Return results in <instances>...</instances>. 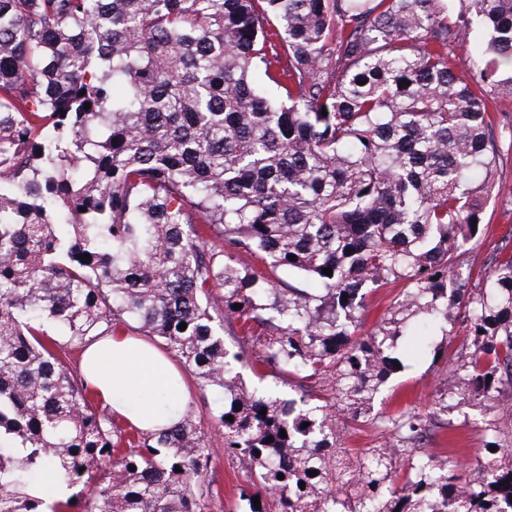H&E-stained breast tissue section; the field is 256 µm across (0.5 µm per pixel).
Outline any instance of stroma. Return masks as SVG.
<instances>
[{"instance_id":"1","label":"stroma","mask_w":512,"mask_h":512,"mask_svg":"<svg viewBox=\"0 0 512 512\" xmlns=\"http://www.w3.org/2000/svg\"><path fill=\"white\" fill-rule=\"evenodd\" d=\"M497 166V179L504 188L502 195L489 208L490 222L477 245L478 265L491 264L495 258L512 254V148L502 147ZM397 281L371 293L364 302L361 315L362 332L379 328L382 321L392 318V302L403 289ZM467 334L465 322L455 320L433 326L424 339L421 353L402 360L384 388L380 400L375 401L370 418L351 419L348 412L336 413V443L356 457L367 448L385 447L388 438L377 418L384 413L408 409L420 411L431 405L437 389L445 387L451 393L450 409L441 420L429 425L418 441L422 452L435 459H458L463 464L462 479H469V463L486 455L485 445L493 436L492 423L503 409L512 407V397L503 396L500 407L489 408L475 403L450 362ZM264 386L279 389L286 398L309 394L334 404L332 383L328 380L310 382L267 370ZM186 403L192 406L199 427L212 450V497L209 512H250L246 501L240 500L237 489L245 485L246 477L237 464L224 454V433L213 421L216 410L223 406L222 392L200 386L195 378L187 380Z\"/></svg>"}]
</instances>
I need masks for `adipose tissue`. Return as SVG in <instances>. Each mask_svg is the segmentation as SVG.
I'll list each match as a JSON object with an SVG mask.
<instances>
[{
  "label": "adipose tissue",
  "instance_id": "1",
  "mask_svg": "<svg viewBox=\"0 0 512 512\" xmlns=\"http://www.w3.org/2000/svg\"><path fill=\"white\" fill-rule=\"evenodd\" d=\"M80 368L102 399L141 430H156L180 414L184 382L171 361L144 341L124 333L97 338L87 346ZM158 392L170 397L169 411H158L153 400Z\"/></svg>",
  "mask_w": 512,
  "mask_h": 512
}]
</instances>
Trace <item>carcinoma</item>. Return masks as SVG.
<instances>
[{"instance_id":"obj_1","label":"carcinoma","mask_w":512,"mask_h":512,"mask_svg":"<svg viewBox=\"0 0 512 512\" xmlns=\"http://www.w3.org/2000/svg\"><path fill=\"white\" fill-rule=\"evenodd\" d=\"M488 95L512 98V0H0V512H207L212 494L192 409L121 426L47 325L70 344L135 327L222 391L250 512H512V416L487 442L506 458L461 494L453 459L413 447L448 392L381 416L389 445L353 461L324 406L237 371L331 378L365 413L404 326L359 336L358 310L403 279L398 308L466 321L471 393L512 389V254L471 287L512 141ZM397 452L417 476L395 491Z\"/></svg>"}]
</instances>
